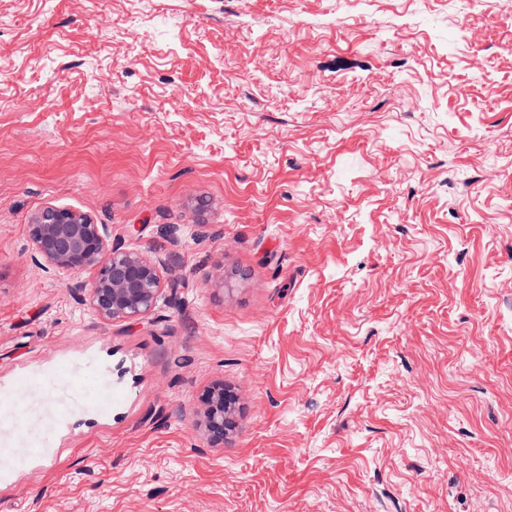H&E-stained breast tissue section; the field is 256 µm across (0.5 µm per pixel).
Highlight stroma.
<instances>
[{
    "instance_id": "35a3bbf8",
    "label": "stroma",
    "mask_w": 512,
    "mask_h": 512,
    "mask_svg": "<svg viewBox=\"0 0 512 512\" xmlns=\"http://www.w3.org/2000/svg\"><path fill=\"white\" fill-rule=\"evenodd\" d=\"M0 512H512V0H0ZM28 229L33 249L45 263L72 271L96 269L91 282L76 281L70 288L87 294L101 319L132 324L156 306L162 288L155 265L138 254L108 249L103 225L87 214L46 206ZM229 426L224 407V388H217L212 392L211 401L205 413V432L214 445L224 444V432ZM231 427V425L229 426Z\"/></svg>"
}]
</instances>
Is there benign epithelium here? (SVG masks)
<instances>
[{
	"label": "benign epithelium",
	"instance_id": "benign-epithelium-1",
	"mask_svg": "<svg viewBox=\"0 0 512 512\" xmlns=\"http://www.w3.org/2000/svg\"><path fill=\"white\" fill-rule=\"evenodd\" d=\"M35 253L47 264L72 270L96 269L89 283L70 285L85 293L103 320L136 323L156 306L161 293L157 268L142 256L108 248L104 227L85 213L56 206L41 209L28 225ZM229 426L224 388L212 392L205 413V432L214 445L224 443Z\"/></svg>",
	"mask_w": 512,
	"mask_h": 512
}]
</instances>
